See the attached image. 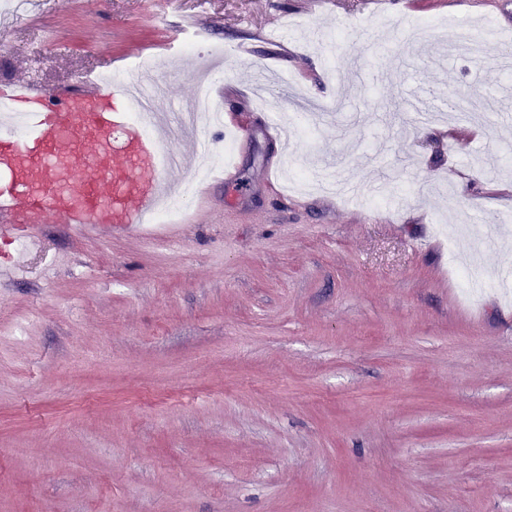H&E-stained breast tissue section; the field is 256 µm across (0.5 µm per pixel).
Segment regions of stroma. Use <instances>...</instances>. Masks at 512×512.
I'll list each match as a JSON object with an SVG mask.
<instances>
[{"instance_id":"obj_1","label":"stroma","mask_w":512,"mask_h":512,"mask_svg":"<svg viewBox=\"0 0 512 512\" xmlns=\"http://www.w3.org/2000/svg\"><path fill=\"white\" fill-rule=\"evenodd\" d=\"M502 3L0 2V89L149 57L127 77L173 112L221 71L230 119L177 239L0 238V512H512ZM184 15L223 48L191 73L163 52ZM485 20L500 41L456 54ZM418 94L445 132L414 124Z\"/></svg>"}]
</instances>
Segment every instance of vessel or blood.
I'll use <instances>...</instances> for the list:
<instances>
[{"label":"vessel or blood","instance_id":"1","mask_svg":"<svg viewBox=\"0 0 512 512\" xmlns=\"http://www.w3.org/2000/svg\"><path fill=\"white\" fill-rule=\"evenodd\" d=\"M156 121L151 110L134 114L127 86L96 72L52 93L30 79L0 91V166L37 165L36 183L0 178V235L54 218L85 236L141 234L188 164L155 133ZM74 180L76 199L64 190Z\"/></svg>","mask_w":512,"mask_h":512}]
</instances>
